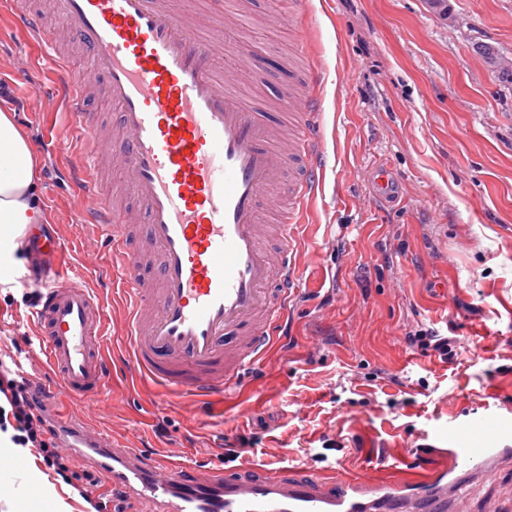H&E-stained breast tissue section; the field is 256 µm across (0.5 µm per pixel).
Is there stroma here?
I'll list each match as a JSON object with an SVG mask.
<instances>
[{
	"instance_id": "stroma-1",
	"label": "stroma",
	"mask_w": 512,
	"mask_h": 512,
	"mask_svg": "<svg viewBox=\"0 0 512 512\" xmlns=\"http://www.w3.org/2000/svg\"><path fill=\"white\" fill-rule=\"evenodd\" d=\"M454 21L428 0H177L201 19L243 14L240 36L271 68L242 71L247 98L275 113L274 86L295 80L322 114L325 170L300 234V292L266 357L223 402L159 392L121 364L124 301L112 251L84 223L70 191L64 142H79L51 91L59 76L45 50L0 6V80L40 107L15 124L33 147L39 200L61 238V272L97 294L102 350L112 361L106 394L73 404L77 424L191 464L226 449L246 470L314 468L326 476L379 475L432 464L448 430L478 414L512 410V75L476 51L512 64V0H447ZM31 75L30 87L14 79ZM394 192L379 195L376 170ZM35 236L21 250L23 280L0 288V349L38 335L27 316L43 261ZM419 326L452 332L457 356L441 361L410 345ZM68 452L70 482L48 474L37 449L0 447V471L22 488L0 512H85L78 489L97 479ZM327 450L321 464L310 451ZM467 512H512V468L468 490Z\"/></svg>"
}]
</instances>
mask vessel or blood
<instances>
[{
  "instance_id": "b4317fda",
  "label": "vessel or blood",
  "mask_w": 512,
  "mask_h": 512,
  "mask_svg": "<svg viewBox=\"0 0 512 512\" xmlns=\"http://www.w3.org/2000/svg\"><path fill=\"white\" fill-rule=\"evenodd\" d=\"M54 21L16 12L28 37L53 46L51 26L66 30L102 78L117 115L107 151L112 179L99 164V119L87 107L89 73L54 61L65 115L87 142L71 161L79 212L112 245L113 266L131 308L125 325L128 370L175 393L220 396L239 383L272 342L297 292L295 242L320 186L321 115L309 98L282 93L288 114L272 119L239 91L217 60L238 19L222 31L190 18L169 0H53ZM304 164L288 199L269 209L284 169ZM130 192L143 212L141 249H127L126 211L112 197ZM278 237L281 247L268 242ZM149 267L150 277L139 275ZM30 317L57 372L54 388L30 384L52 405L49 431L74 429L60 397L102 392V305L88 289L58 276L42 282ZM106 463L113 512L132 502L150 512H460L451 491L512 464V418L466 422L448 434L440 465L400 476L339 481L312 471L253 473L218 462L184 466L84 434Z\"/></svg>"
}]
</instances>
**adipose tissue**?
Returning <instances> with one entry per match:
<instances>
[{"label":"adipose tissue","instance_id":"ef3b65f1","mask_svg":"<svg viewBox=\"0 0 512 512\" xmlns=\"http://www.w3.org/2000/svg\"><path fill=\"white\" fill-rule=\"evenodd\" d=\"M35 162L29 141L17 129L13 114L0 108V282L22 272L20 240L30 226L43 223L35 195Z\"/></svg>","mask_w":512,"mask_h":512}]
</instances>
